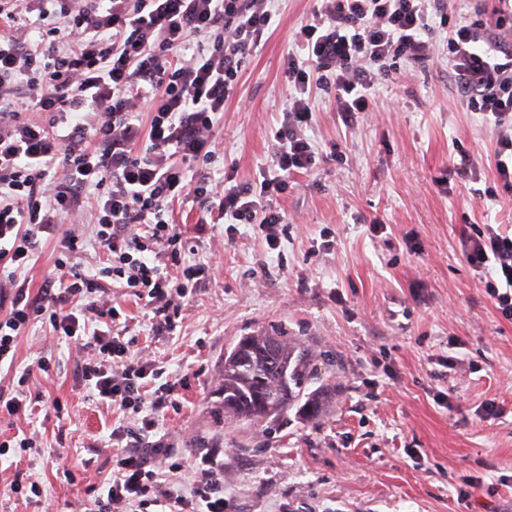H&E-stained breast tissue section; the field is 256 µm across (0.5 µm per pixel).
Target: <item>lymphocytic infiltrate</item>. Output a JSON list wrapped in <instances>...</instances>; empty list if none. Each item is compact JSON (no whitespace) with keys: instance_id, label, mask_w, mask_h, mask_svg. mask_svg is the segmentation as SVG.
I'll return each instance as SVG.
<instances>
[{"instance_id":"f902f5d3","label":"lymphocytic infiltrate","mask_w":512,"mask_h":512,"mask_svg":"<svg viewBox=\"0 0 512 512\" xmlns=\"http://www.w3.org/2000/svg\"><path fill=\"white\" fill-rule=\"evenodd\" d=\"M275 0H0V367L13 365L21 330L49 322L87 349L82 386L132 418L114 428L122 444L95 512H224L217 453L196 458L188 490L160 481L173 450L158 438L157 411L177 382L153 362L133 358L124 311L97 301L104 284L146 301L157 331L173 332L179 308L210 263L188 262L190 246L169 222L173 200L203 204L199 225L218 214L227 234L259 228L277 249L284 220L275 200L292 173L311 169L316 151L314 90L333 95L350 125L374 111L378 88L398 60L425 62L436 29L448 32V76L470 111L496 136L495 167L512 191V42L494 24L465 13L448 18L447 0H322L294 34L291 94L274 150L251 186L213 183L209 135L237 89L243 59L278 23ZM25 95H18V87ZM149 125H142L140 108ZM44 113L41 121L27 120ZM195 171H188V164ZM90 208L106 265L85 274L80 213ZM62 234L56 281L37 295L16 286L43 236ZM463 255L502 316L512 319V234L487 224L463 239Z\"/></svg>"}]
</instances>
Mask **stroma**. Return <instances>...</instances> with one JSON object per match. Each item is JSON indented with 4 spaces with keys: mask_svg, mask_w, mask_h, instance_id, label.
Returning a JSON list of instances; mask_svg holds the SVG:
<instances>
[{
    "mask_svg": "<svg viewBox=\"0 0 512 512\" xmlns=\"http://www.w3.org/2000/svg\"><path fill=\"white\" fill-rule=\"evenodd\" d=\"M319 5L277 0L279 24L243 60L237 94L212 130L215 181L246 185L269 163L293 34ZM314 97L306 134L316 164L293 174L277 200L279 248L246 224L231 237L221 223L195 236L198 210L176 203L175 224L213 265L182 323L157 333L143 301L116 297L133 356L178 383L175 404L158 414L172 460L186 466L221 449L224 512H512V319L462 246L473 224L512 232L494 134L463 105L444 61L398 62L377 111L350 126L323 91ZM464 153L480 179L457 176ZM374 222L380 232L370 231ZM61 250L60 236L41 240L17 285L38 293ZM272 330L331 351L339 395L319 420L292 416L276 431L223 421L215 404L225 352ZM41 357L49 372L34 370ZM83 357L48 323L19 335L14 367L32 368L36 401L24 414L0 415V442L25 433L36 445L0 456V512H90L83 466L97 481L110 477V433L124 417L77 382ZM489 403L495 414L485 413ZM19 472L38 481L42 498L11 491ZM467 475L480 488L466 490Z\"/></svg>",
    "mask_w": 512,
    "mask_h": 512,
    "instance_id": "35a3bbf8",
    "label": "stroma"
}]
</instances>
